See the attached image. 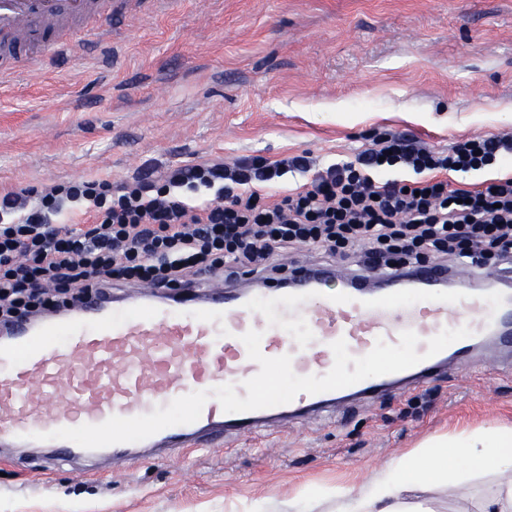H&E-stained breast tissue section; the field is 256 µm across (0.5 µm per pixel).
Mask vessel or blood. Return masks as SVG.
I'll use <instances>...</instances> for the list:
<instances>
[{"mask_svg": "<svg viewBox=\"0 0 512 512\" xmlns=\"http://www.w3.org/2000/svg\"><path fill=\"white\" fill-rule=\"evenodd\" d=\"M122 7V0H0V90L13 86L26 68L76 62L95 46L111 44V16ZM462 326L470 336L427 356L430 338ZM251 329L261 332L265 356H290L301 376L326 374L334 363L330 345L341 338L360 357L377 340L395 344L402 331L411 330L425 359L403 371L248 412H225L212 397L197 421L138 442L87 449L51 438L59 428L147 414L224 384L246 396L243 383L259 370L241 341ZM484 348L498 349L502 364L512 366L507 267L485 276L467 261L451 270L424 265L372 276L301 266L288 281L267 280L257 288L205 282L147 294L109 290L83 298L68 312L54 310L0 330V447L31 449V462L42 466L141 461L173 449L208 448L228 435L259 434L327 414L348 400L411 391L438 377L450 360Z\"/></svg>", "mask_w": 512, "mask_h": 512, "instance_id": "b4317fda", "label": "vessel or blood"}]
</instances>
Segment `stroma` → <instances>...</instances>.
Masks as SVG:
<instances>
[{
    "mask_svg": "<svg viewBox=\"0 0 512 512\" xmlns=\"http://www.w3.org/2000/svg\"><path fill=\"white\" fill-rule=\"evenodd\" d=\"M118 59L25 74L0 97V196L67 180L253 156L354 159L371 135L438 150L512 139V0H128ZM332 417L229 436L137 465L35 470L0 450V512H333L430 436L512 426V370L455 362L421 387ZM501 475L408 491L423 512H478Z\"/></svg>",
    "mask_w": 512,
    "mask_h": 512,
    "instance_id": "1",
    "label": "stroma"
}]
</instances>
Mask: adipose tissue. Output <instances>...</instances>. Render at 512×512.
<instances>
[{
	"label": "adipose tissue",
	"instance_id": "1",
	"mask_svg": "<svg viewBox=\"0 0 512 512\" xmlns=\"http://www.w3.org/2000/svg\"><path fill=\"white\" fill-rule=\"evenodd\" d=\"M486 470L504 473L505 480L483 499L480 512H512V429L497 426L454 442L432 438L418 455L390 458L360 491L339 490L336 512H415L403 500L408 489Z\"/></svg>",
	"mask_w": 512,
	"mask_h": 512
}]
</instances>
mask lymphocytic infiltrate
<instances>
[{
	"label": "lymphocytic infiltrate",
	"mask_w": 512,
	"mask_h": 512,
	"mask_svg": "<svg viewBox=\"0 0 512 512\" xmlns=\"http://www.w3.org/2000/svg\"><path fill=\"white\" fill-rule=\"evenodd\" d=\"M512 161V140H462L442 152L387 133L355 160L330 164L310 182L271 196L303 156L234 165L189 164L135 184L67 181L39 195L0 197V324L92 288L144 283L187 288L221 272L272 279L278 256L308 248L360 254L387 271L410 264L476 258L512 261V177L482 188L452 187L444 175ZM407 167L418 181L385 178ZM80 211L82 228L60 226Z\"/></svg>",
	"instance_id": "f902f5d3"
}]
</instances>
